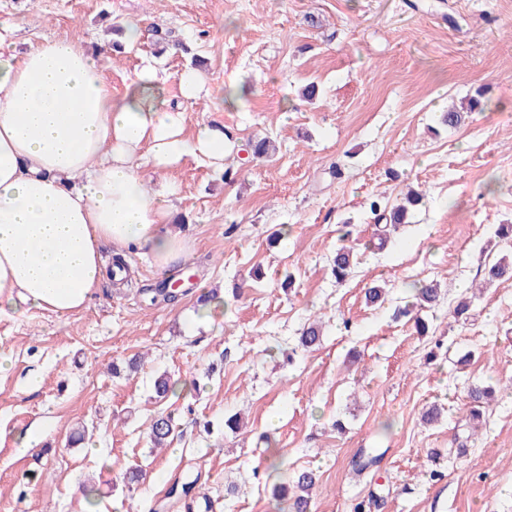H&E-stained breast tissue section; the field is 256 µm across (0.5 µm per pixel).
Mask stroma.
<instances>
[{"instance_id": "obj_1", "label": "stroma", "mask_w": 512, "mask_h": 512, "mask_svg": "<svg viewBox=\"0 0 512 512\" xmlns=\"http://www.w3.org/2000/svg\"><path fill=\"white\" fill-rule=\"evenodd\" d=\"M123 26L141 38L111 49ZM160 34L182 51L163 50ZM71 37L98 52L113 97L147 71L165 102L182 103L186 133L217 120L276 151L228 158L230 183L191 159L144 167L150 187L174 183L171 228L192 246L177 300L152 299L165 276L133 253L125 279L69 317L0 316V512H84L89 486L96 512H186L166 495L185 477L212 512H288L272 463L284 480L314 470L310 512H512V280L483 283L512 261L495 235L512 224V0H0V53ZM194 52L210 87L199 103L178 83ZM233 84L246 90L237 105L224 98ZM480 88V111L443 127L449 104ZM408 183L423 204L379 244L368 201ZM344 244L357 264L339 282ZM431 280L441 294L421 312L422 336L398 310ZM374 285L386 294L371 305ZM212 289L230 301L206 319L197 298ZM471 293L468 319L455 320ZM315 320L321 343L300 350ZM136 355L143 368L125 372ZM164 373L185 382L179 396L156 399ZM473 385L495 390L477 426ZM432 406L441 416L424 422ZM236 413L242 427L225 429ZM161 414L173 432L155 450ZM34 425L40 443L22 447ZM369 448L379 461L356 470ZM129 467L147 473L133 490Z\"/></svg>"}]
</instances>
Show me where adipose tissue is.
<instances>
[{
	"label": "adipose tissue",
	"instance_id": "obj_1",
	"mask_svg": "<svg viewBox=\"0 0 512 512\" xmlns=\"http://www.w3.org/2000/svg\"><path fill=\"white\" fill-rule=\"evenodd\" d=\"M184 125L151 81L114 98L78 41L0 57V314L20 303L80 310L107 275V250L177 271L191 246L168 229L175 191L149 189L141 168L192 156L220 170L237 148L224 125L200 123L190 137Z\"/></svg>",
	"mask_w": 512,
	"mask_h": 512
}]
</instances>
